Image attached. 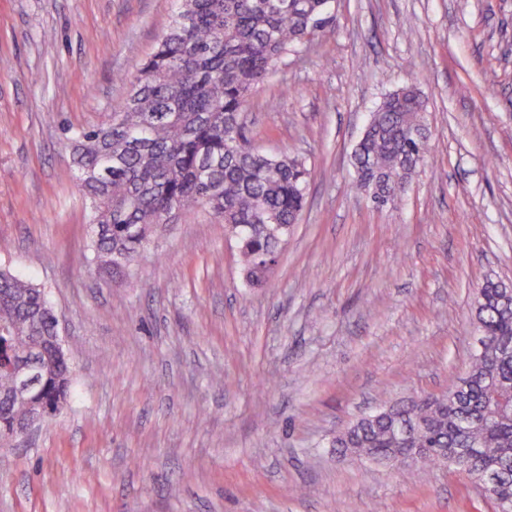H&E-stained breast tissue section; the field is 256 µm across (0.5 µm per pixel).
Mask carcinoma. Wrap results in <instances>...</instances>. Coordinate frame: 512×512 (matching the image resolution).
<instances>
[{"mask_svg":"<svg viewBox=\"0 0 512 512\" xmlns=\"http://www.w3.org/2000/svg\"><path fill=\"white\" fill-rule=\"evenodd\" d=\"M330 0H176L175 16L129 81L110 120L70 137L87 201L91 240L80 262L118 276L177 212L205 207L237 239L249 281L263 282L305 205L310 171L296 157H269L246 138L250 97L283 57L331 29ZM426 107L413 85L390 93L353 151L355 187L393 204L428 151ZM505 283L479 289L476 329L486 345L448 392L359 419L336 447L391 457L393 426L415 427L406 448H471L497 498L512 506V305ZM58 315L44 290L0 269V438L36 410L60 411L71 361L50 341ZM35 364L27 400L12 396L17 371Z\"/></svg>","mask_w":512,"mask_h":512,"instance_id":"cac0c4a2","label":"carcinoma"}]
</instances>
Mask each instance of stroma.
Masks as SVG:
<instances>
[{
    "instance_id": "obj_1",
    "label": "stroma",
    "mask_w": 512,
    "mask_h": 512,
    "mask_svg": "<svg viewBox=\"0 0 512 512\" xmlns=\"http://www.w3.org/2000/svg\"><path fill=\"white\" fill-rule=\"evenodd\" d=\"M175 9L0 0V267L45 289L74 362L62 410L0 465V512H494L463 474L332 443L464 376L479 288L512 282V0H332L334 30L249 108L250 144L311 171L259 286L200 208L122 276L79 261L66 133L108 121ZM409 83L429 149L377 208L351 188L352 152Z\"/></svg>"
}]
</instances>
